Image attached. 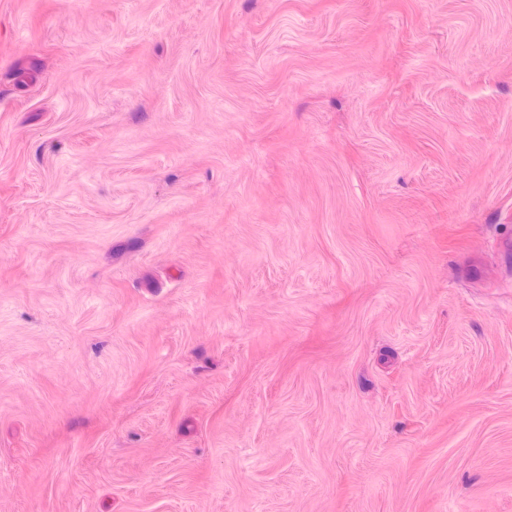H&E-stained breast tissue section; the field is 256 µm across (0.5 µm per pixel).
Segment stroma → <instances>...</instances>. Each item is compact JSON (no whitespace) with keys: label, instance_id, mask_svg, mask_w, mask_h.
Segmentation results:
<instances>
[{"label":"stroma","instance_id":"35a3bbf8","mask_svg":"<svg viewBox=\"0 0 512 512\" xmlns=\"http://www.w3.org/2000/svg\"><path fill=\"white\" fill-rule=\"evenodd\" d=\"M0 512H512V0H0Z\"/></svg>","mask_w":512,"mask_h":512}]
</instances>
